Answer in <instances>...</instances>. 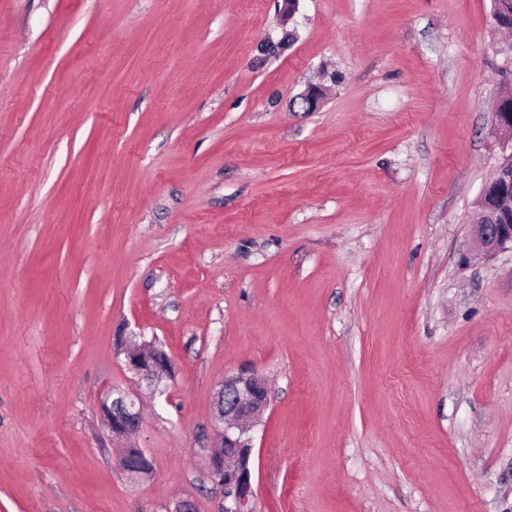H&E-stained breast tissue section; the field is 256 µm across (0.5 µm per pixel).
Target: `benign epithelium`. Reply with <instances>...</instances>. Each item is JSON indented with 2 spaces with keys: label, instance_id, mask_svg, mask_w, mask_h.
Instances as JSON below:
<instances>
[{
  "label": "benign epithelium",
  "instance_id": "obj_1",
  "mask_svg": "<svg viewBox=\"0 0 512 512\" xmlns=\"http://www.w3.org/2000/svg\"><path fill=\"white\" fill-rule=\"evenodd\" d=\"M322 92L309 88L301 95L306 112L321 104ZM483 206L476 225L477 248L491 257L512 249V152L505 155L494 175L482 189ZM120 352L127 367L146 381L153 393H162L161 379L174 372L167 352L156 347V339L125 338ZM139 393L113 389L101 400L104 425L123 448L120 470L133 481H143L153 472L143 449L131 445V437L142 427ZM269 405L268 383L254 371L224 376L214 397L216 432L208 450V473L222 500L218 512H252L253 448L250 431L257 426Z\"/></svg>",
  "mask_w": 512,
  "mask_h": 512
}]
</instances>
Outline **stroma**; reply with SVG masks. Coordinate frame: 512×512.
<instances>
[{
    "label": "stroma",
    "mask_w": 512,
    "mask_h": 512,
    "mask_svg": "<svg viewBox=\"0 0 512 512\" xmlns=\"http://www.w3.org/2000/svg\"><path fill=\"white\" fill-rule=\"evenodd\" d=\"M506 89L491 0H0V512H217L242 368L255 512H512V251L469 221ZM132 337H124L123 347L120 349L124 354L127 367L146 381L154 394H161L162 390L159 388L161 379L174 372L171 358L166 351L155 346L156 339L146 340L142 336V339L137 341L136 336ZM268 394L267 380L254 371L225 375L218 384L213 412L217 429L207 454L209 476L222 497L218 512H253L249 433L269 405ZM139 393L134 390L113 389L101 400L100 409L104 425L123 451L119 454L120 470L133 481L147 480L153 465L142 448L131 446L130 438L142 427Z\"/></svg>",
    "instance_id": "obj_1"
}]
</instances>
